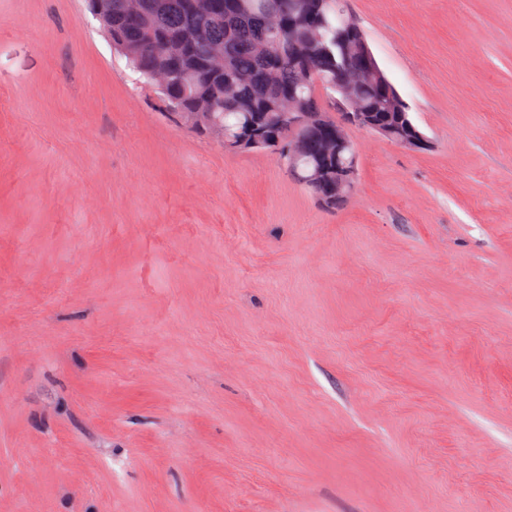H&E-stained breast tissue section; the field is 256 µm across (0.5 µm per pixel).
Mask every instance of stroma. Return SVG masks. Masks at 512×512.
I'll list each match as a JSON object with an SVG mask.
<instances>
[{
    "mask_svg": "<svg viewBox=\"0 0 512 512\" xmlns=\"http://www.w3.org/2000/svg\"><path fill=\"white\" fill-rule=\"evenodd\" d=\"M430 142L324 208L0 0V512H512V0H346Z\"/></svg>",
    "mask_w": 512,
    "mask_h": 512,
    "instance_id": "35a3bbf8",
    "label": "stroma"
}]
</instances>
